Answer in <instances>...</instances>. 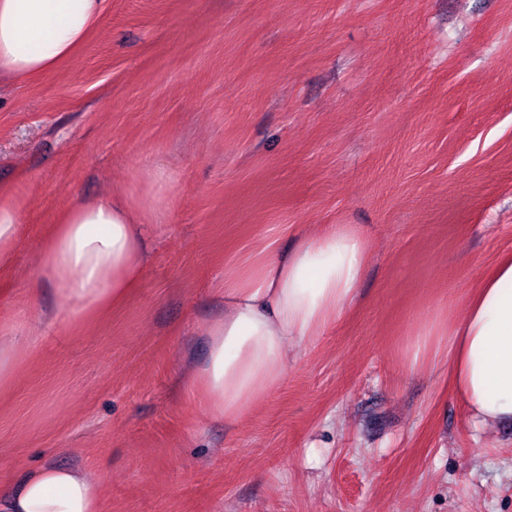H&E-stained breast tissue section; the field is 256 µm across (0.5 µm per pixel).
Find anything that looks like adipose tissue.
Listing matches in <instances>:
<instances>
[{"mask_svg": "<svg viewBox=\"0 0 512 512\" xmlns=\"http://www.w3.org/2000/svg\"><path fill=\"white\" fill-rule=\"evenodd\" d=\"M101 0H0V72L44 76L85 40ZM164 216L152 190L137 199L103 195L63 210L45 239L37 280L60 287L67 325L123 304L143 278L151 227ZM369 241L329 224L298 235L292 249L265 251L224 277V317L206 330L208 355L195 387L225 422L244 417L288 370L289 342L341 321L355 302ZM446 354L451 390L479 424L512 420V252L485 272L458 319L435 323L413 342V360ZM0 512H102L86 473L39 468L0 496Z\"/></svg>", "mask_w": 512, "mask_h": 512, "instance_id": "1", "label": "adipose tissue"}]
</instances>
